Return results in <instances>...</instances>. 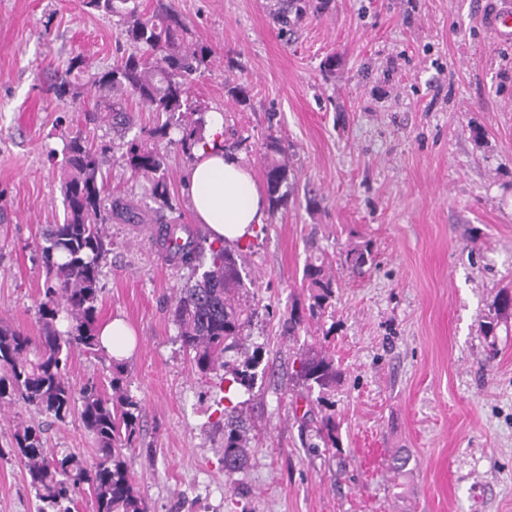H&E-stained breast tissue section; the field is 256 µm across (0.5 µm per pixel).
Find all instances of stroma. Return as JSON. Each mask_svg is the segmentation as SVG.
Listing matches in <instances>:
<instances>
[{
	"label": "stroma",
	"mask_w": 512,
	"mask_h": 512,
	"mask_svg": "<svg viewBox=\"0 0 512 512\" xmlns=\"http://www.w3.org/2000/svg\"><path fill=\"white\" fill-rule=\"evenodd\" d=\"M499 0H328L290 32L277 0H139L175 9L186 44L214 51L192 84L203 112L224 117L227 142L262 175L259 145L281 139L290 165L286 209L242 248L260 300L251 329L263 379L245 407L250 466L224 475L219 377L182 349L172 304L184 273L166 264L148 228L116 220L103 270L99 323L136 334L125 372L142 404L133 459L151 512H512V316L496 338L479 323L512 286V39L486 18ZM126 39L83 0H0V318L38 335L45 273L39 232L63 221L61 159L50 149L73 116L49 87L81 54L111 68ZM173 207L194 224L182 191L192 163L167 146ZM106 188L149 210L147 178L119 156ZM317 194L318 208L306 206ZM375 263L341 273L332 312L282 334L305 302L309 255L339 265L350 245ZM334 355L340 456L312 452L292 402L294 354ZM41 422L48 447L91 461L79 416L38 420L0 404V512H35L15 430ZM409 450L406 472L390 468Z\"/></svg>",
	"instance_id": "35a3bbf8"
}]
</instances>
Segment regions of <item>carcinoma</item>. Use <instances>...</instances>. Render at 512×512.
<instances>
[{"label": "carcinoma", "mask_w": 512, "mask_h": 512, "mask_svg": "<svg viewBox=\"0 0 512 512\" xmlns=\"http://www.w3.org/2000/svg\"><path fill=\"white\" fill-rule=\"evenodd\" d=\"M87 7L118 18L130 51L124 52L108 71L90 72L86 58L69 59L56 78L52 91L64 104L75 103L87 92L104 91L80 108L76 125L64 137L63 159L65 216L61 224H47L41 231L40 248L45 269L43 299L38 305L40 333L31 336L0 319V401L9 398L39 415L63 422L79 413L84 427L96 442L95 458L86 464L79 458L44 446L43 430L26 426L14 435L11 452L24 465L29 486L41 502L38 512H74V494L88 486L95 512H149L136 485L132 457L140 438L141 402L124 382L125 363L112 357L111 391L91 381L75 388L66 374L71 347L77 346L97 359L107 358L97 329L98 303L103 268L112 251L107 226L114 220L144 224L145 213L121 196L105 192L102 166L114 150V142L87 137L82 125L103 124L111 129L133 124L134 114L122 103L133 98L161 118L147 131L155 143L165 140L191 155L205 144V113L191 101L192 82L207 69L213 51L206 45L184 43L185 24L170 7L159 4L151 15L140 10L138 0H85ZM311 6L310 0H288L278 16L281 28L290 27L297 15ZM198 113L192 122L182 117ZM181 133L179 139L173 131ZM269 210L277 213L288 205L290 168L280 138L270 134L260 144ZM122 161L132 173L149 178L150 197L159 214L172 208L165 176L166 154L157 146L130 143ZM181 224L162 225L158 242L168 260L191 271L176 290L173 321L182 348L197 370L209 374L224 371V474L231 478L248 462L243 402L233 398L252 391L259 350L244 348L257 313L255 294L245 283L238 250L208 241L202 235L178 232ZM374 262L370 245H354L344 254L341 266L352 272ZM309 292L308 314L294 309L284 321L282 333L293 337L307 318H315L332 305L338 279L322 255H311L303 267ZM512 310L509 290L499 291L492 312L480 327L486 336L496 335L502 318ZM298 369L293 376L303 390L307 411L303 422L320 409L313 428L316 441L310 448L326 451L339 446L335 414L330 412L341 378L333 357L323 348L302 347L295 354Z\"/></svg>", "instance_id": "1"}]
</instances>
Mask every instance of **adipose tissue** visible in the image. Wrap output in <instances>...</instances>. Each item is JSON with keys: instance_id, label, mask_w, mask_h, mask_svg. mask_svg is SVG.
Returning <instances> with one entry per match:
<instances>
[{"instance_id": "adipose-tissue-1", "label": "adipose tissue", "mask_w": 512, "mask_h": 512, "mask_svg": "<svg viewBox=\"0 0 512 512\" xmlns=\"http://www.w3.org/2000/svg\"><path fill=\"white\" fill-rule=\"evenodd\" d=\"M224 119L220 113L207 118L206 142L195 150L184 183L199 223L211 239L246 241L267 217V201L250 168L221 143Z\"/></svg>"}]
</instances>
